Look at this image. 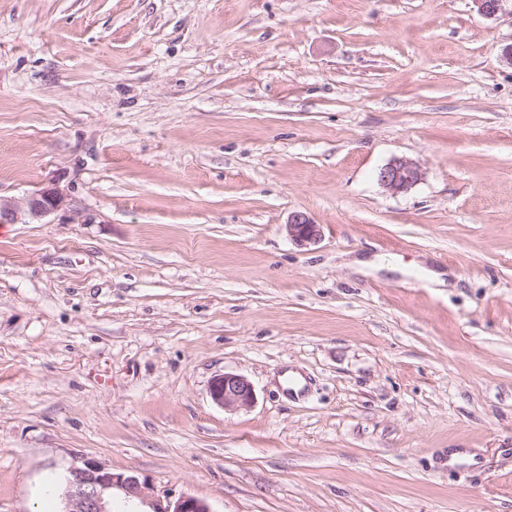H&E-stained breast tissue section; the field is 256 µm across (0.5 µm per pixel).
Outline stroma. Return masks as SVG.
I'll return each instance as SVG.
<instances>
[{"instance_id": "1", "label": "stroma", "mask_w": 512, "mask_h": 512, "mask_svg": "<svg viewBox=\"0 0 512 512\" xmlns=\"http://www.w3.org/2000/svg\"><path fill=\"white\" fill-rule=\"evenodd\" d=\"M510 45L471 0H0V196L72 199L0 224V512L81 457L212 512H512ZM425 172L416 161L395 157L380 167L376 173L379 185L392 195L408 192L424 180ZM70 201L56 183L49 182L20 198L0 196L1 224H28L51 216L66 217ZM286 230L290 240L300 247L314 244L321 237L319 224H315L303 212L293 213L288 224H286ZM209 395L217 406L224 409H247L255 402L252 383L233 372L216 375L210 382Z\"/></svg>"}]
</instances>
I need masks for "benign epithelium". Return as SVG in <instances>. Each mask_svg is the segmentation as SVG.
Masks as SVG:
<instances>
[{
  "instance_id": "7a95c632",
  "label": "benign epithelium",
  "mask_w": 512,
  "mask_h": 512,
  "mask_svg": "<svg viewBox=\"0 0 512 512\" xmlns=\"http://www.w3.org/2000/svg\"><path fill=\"white\" fill-rule=\"evenodd\" d=\"M477 12L494 19L503 10L505 0H472ZM425 172L416 161L395 157L376 173L379 185L392 195L405 193L422 180ZM70 201L59 187L50 182L20 198L0 197L1 224H28L51 216H65ZM286 230L290 240L299 247L319 241L320 225L303 212L291 216ZM211 400L224 409H247L255 402L252 383L233 372L216 375L210 382ZM61 512H112L114 491L128 500H138L150 507V512H211L209 504L193 496H182L175 502H164L149 495L146 479L133 472H117L107 465L84 459L67 469L62 478Z\"/></svg>"
}]
</instances>
